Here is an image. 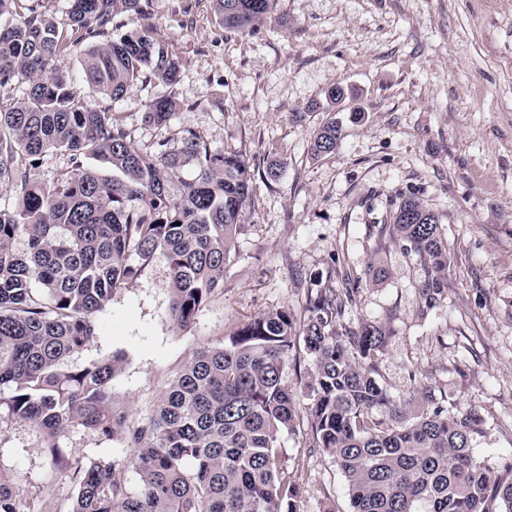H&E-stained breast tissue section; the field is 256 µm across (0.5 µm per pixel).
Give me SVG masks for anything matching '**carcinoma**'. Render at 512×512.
I'll list each match as a JSON object with an SVG mask.
<instances>
[{"label":"carcinoma","mask_w":512,"mask_h":512,"mask_svg":"<svg viewBox=\"0 0 512 512\" xmlns=\"http://www.w3.org/2000/svg\"><path fill=\"white\" fill-rule=\"evenodd\" d=\"M17 2L0 0V98L27 84L21 102L0 105V187L15 197L0 206V388L10 389L0 408L48 435L51 463L76 483L71 512H301L279 438L303 419L312 447L344 477L351 512H512V465L495 473L477 460L472 442L482 420L474 411L449 413L425 383L399 399L380 384L375 357L385 326L340 324L349 278L341 288L312 280L300 326L286 308L268 311L227 344L195 350L138 425L112 397L121 358L66 365L94 336L93 318L112 293L136 280L133 254L149 261L162 253L172 315L190 325L224 283L251 174L241 155L211 148L192 130L175 149L166 139L153 151L138 148L112 107L81 94L85 86L117 102L152 84L161 92L145 104V119L168 127L183 63L154 36L143 0H65L62 27L44 0L23 15ZM277 2L213 6L224 28L242 32ZM129 15L139 16L140 30L112 37ZM82 45L74 76L61 61ZM341 139L342 128L327 122L314 129L311 151L333 154ZM58 151L70 153V166L43 184L36 163ZM86 159L110 165L112 179ZM187 166L192 177L172 191ZM387 228L424 265L422 294L432 306L448 270L437 216L407 198ZM299 347L313 364L302 412L284 378L288 351ZM74 426L136 449L129 465L139 491H127L114 461L71 465L57 439ZM0 512H21L16 478L1 472Z\"/></svg>","instance_id":"carcinoma-1"}]
</instances>
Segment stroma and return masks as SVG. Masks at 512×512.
<instances>
[{
	"label": "stroma",
	"mask_w": 512,
	"mask_h": 512,
	"mask_svg": "<svg viewBox=\"0 0 512 512\" xmlns=\"http://www.w3.org/2000/svg\"><path fill=\"white\" fill-rule=\"evenodd\" d=\"M157 36L184 67L181 107L158 129L144 119L153 86L132 88L112 110L135 144L177 147L180 131L244 157L251 171L236 250L224 286L182 329L171 316L162 255L117 289L95 319L72 369L115 356L111 386L143 421L191 353L220 346L254 316H306L310 278L357 283L341 319L385 326L378 378L395 397L422 377L449 412L483 418L474 453L492 471L512 460V0H278L250 32L225 29L212 0H149ZM347 94L336 103L333 85ZM309 112L296 123L292 113ZM363 112L360 122L352 112ZM344 125L336 154L314 157L315 127ZM285 167L276 180L271 159ZM420 200L440 218L448 245L443 296L426 309V271L383 224L399 202ZM389 270L379 284L364 273ZM301 488L302 512H350L345 482L300 424L280 438ZM59 443L70 460L115 461L128 491L140 488L133 451L81 427ZM0 471L16 476L25 512H70L74 483L61 479L35 428L0 413Z\"/></svg>",
	"instance_id": "obj_1"
}]
</instances>
